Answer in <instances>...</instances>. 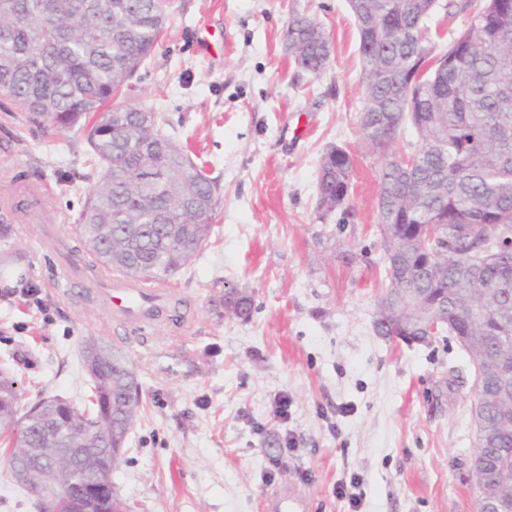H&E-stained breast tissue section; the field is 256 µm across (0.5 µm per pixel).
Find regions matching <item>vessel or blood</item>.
I'll use <instances>...</instances> for the list:
<instances>
[{
    "label": "vessel or blood",
    "mask_w": 512,
    "mask_h": 512,
    "mask_svg": "<svg viewBox=\"0 0 512 512\" xmlns=\"http://www.w3.org/2000/svg\"><path fill=\"white\" fill-rule=\"evenodd\" d=\"M66 264L71 274L83 284L102 292L107 300L111 322L126 326L155 319L160 314L173 315L182 321L184 313L175 308L178 298L169 282L151 279H129L100 267L88 256H70ZM267 512H308V503L294 491L288 490L271 500Z\"/></svg>",
    "instance_id": "vessel-or-blood-1"
}]
</instances>
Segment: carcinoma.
I'll return each mask as SVG.
<instances>
[{"label":"carcinoma","instance_id":"1","mask_svg":"<svg viewBox=\"0 0 512 512\" xmlns=\"http://www.w3.org/2000/svg\"><path fill=\"white\" fill-rule=\"evenodd\" d=\"M160 0H0V98L35 124L67 133L87 131L98 180L79 213L75 231L87 253L122 276L168 279L208 240L218 206L204 170L159 123L141 125L144 110L114 101L152 53L164 31ZM432 0H369L373 25L356 26L366 104L359 131L379 159L378 223L387 286L433 301L438 334L468 337L473 361L494 358L502 368L482 374L487 453L512 475V392L485 393L507 372L512 387V254H484L490 237L512 238V0H473L447 9L475 15L452 41L442 73L429 72L413 87L408 76L437 44L426 24ZM329 38L321 24L295 15L285 49L304 72L320 73ZM411 126L420 145L410 176L395 141ZM162 176L153 191L146 173ZM353 160L327 150L320 160L316 218L347 208ZM430 225L432 242L412 252L401 242ZM228 314L246 321L253 299L242 295ZM83 366L92 369V407H61L54 399L34 407L21 430L14 426L19 395L0 369V437L9 442V467L22 464L36 478L54 465L57 449L80 448L83 478L105 463L101 448H125L140 399L112 409L136 381L121 354L106 350ZM118 498L88 502L79 512H122Z\"/></svg>","mask_w":512,"mask_h":512}]
</instances>
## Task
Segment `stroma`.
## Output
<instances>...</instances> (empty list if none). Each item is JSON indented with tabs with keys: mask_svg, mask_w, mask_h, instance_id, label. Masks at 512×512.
<instances>
[{
	"mask_svg": "<svg viewBox=\"0 0 512 512\" xmlns=\"http://www.w3.org/2000/svg\"><path fill=\"white\" fill-rule=\"evenodd\" d=\"M332 46L319 75L284 52L292 16ZM124 103L161 116L219 193L212 233L170 282L190 325L156 321L114 338L104 299L69 287L42 241L54 223L75 254L90 181L82 131L61 136L0 99V364L22 405L84 408L80 352L119 351L142 407L112 474L125 512H265L292 487L310 512H470L475 373L454 338L378 335L384 252L378 162L359 132L365 106L347 0H172L163 37ZM352 157L347 211L319 221L317 172L330 147ZM52 188L46 208L32 187ZM233 287L248 321L228 317Z\"/></svg>",
	"mask_w": 512,
	"mask_h": 512,
	"instance_id": "stroma-1",
	"label": "stroma"
}]
</instances>
